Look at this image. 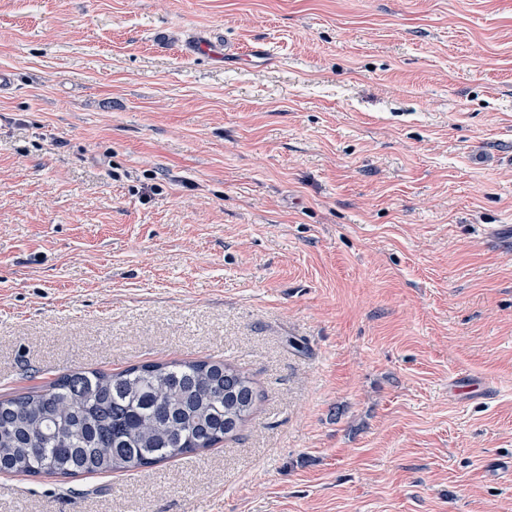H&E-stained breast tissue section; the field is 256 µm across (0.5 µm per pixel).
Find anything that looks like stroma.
Returning <instances> with one entry per match:
<instances>
[{
    "instance_id": "1",
    "label": "stroma",
    "mask_w": 512,
    "mask_h": 512,
    "mask_svg": "<svg viewBox=\"0 0 512 512\" xmlns=\"http://www.w3.org/2000/svg\"><path fill=\"white\" fill-rule=\"evenodd\" d=\"M1 69L0 395L209 359L261 397L0 512H512V0H0Z\"/></svg>"
}]
</instances>
